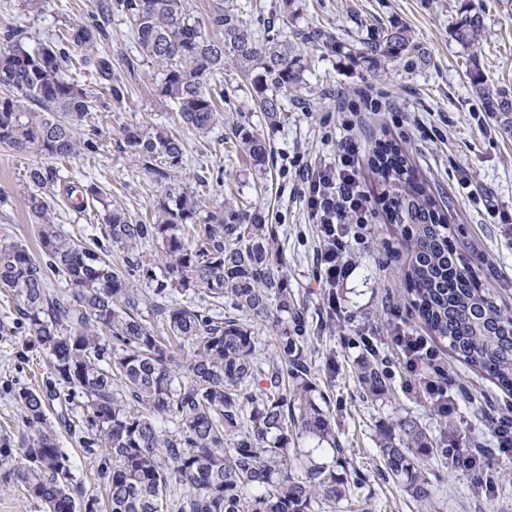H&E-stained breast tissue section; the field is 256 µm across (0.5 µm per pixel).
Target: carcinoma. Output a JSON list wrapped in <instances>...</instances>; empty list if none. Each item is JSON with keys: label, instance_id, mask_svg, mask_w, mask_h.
I'll return each instance as SVG.
<instances>
[{"label": "carcinoma", "instance_id": "obj_1", "mask_svg": "<svg viewBox=\"0 0 512 512\" xmlns=\"http://www.w3.org/2000/svg\"><path fill=\"white\" fill-rule=\"evenodd\" d=\"M130 19L140 53L161 66V94L177 105L182 123L208 132L220 114L209 88L231 60L249 80L255 101L271 119L303 84L296 44L261 41L236 9L212 4L207 25L190 17L186 0H115ZM455 36L467 50L485 38L481 17L462 18ZM107 33L73 24L63 43L29 47L9 29L0 51V145L35 150L30 211L41 219L40 255L11 243L0 247V292L15 301L19 323L46 355V388L12 389L21 406V459L0 468V485L14 486L44 512H101L74 472L46 408L60 392L57 423L84 456L98 459L110 512H319L348 499L360 470L342 462L336 420L321 402L307 350L302 312L288 288V264L273 248L278 231L247 206L208 208L180 187L175 174L184 148L165 127H127L118 149L164 185L140 219L110 208L88 185L85 195L104 208L108 239L127 250L125 264L107 249L83 246L61 233L50 213L60 181L53 161L99 153L96 129L81 135L90 97L68 76L70 49L93 51ZM375 67L428 59L403 28L367 46ZM487 111L512 128V99L474 79ZM238 147L258 171L267 143L237 127ZM371 170L378 199L400 232L410 305L431 337L448 342L455 357L512 392V314L483 287L464 256L449 243L448 214L419 183L397 144H376ZM158 247L160 270L140 250ZM64 291L50 293L52 281ZM152 290L146 294L137 283ZM229 303L236 314L217 309ZM278 333L264 362L253 323ZM358 379L367 395H388L387 376L369 349ZM385 473L400 480L421 505L434 492L425 458L432 438L403 418L380 432Z\"/></svg>", "mask_w": 512, "mask_h": 512}]
</instances>
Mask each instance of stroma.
<instances>
[{
    "instance_id": "stroma-1",
    "label": "stroma",
    "mask_w": 512,
    "mask_h": 512,
    "mask_svg": "<svg viewBox=\"0 0 512 512\" xmlns=\"http://www.w3.org/2000/svg\"><path fill=\"white\" fill-rule=\"evenodd\" d=\"M106 2L0 0V34L18 28L30 41L46 42L76 22L104 26L107 37L99 51L126 84L127 93L117 102L93 66H78L73 74L95 98L107 145L96 155L58 161L63 183L52 199L58 227L84 244L100 235L101 207L73 210L71 186L97 185L113 204L145 215L160 187L116 143L128 126L180 128L185 146L180 186L202 195L211 208L256 207L278 229L276 246L288 260V286L314 338L312 363L336 419L337 439L350 464L365 475L335 512H418L399 480L382 476L376 448L379 429L404 416L437 445L482 449L495 477L490 489L475 488L446 458L432 455L427 465L435 496L429 512H512V450L500 452L494 434L496 419L512 415V394L458 361L442 342L437 349L456 400L453 413L443 415L428 396L406 388L402 355L391 341L394 326L404 322L417 336L427 329L406 299L400 234L384 209H376L371 223L349 238L353 274L328 293L317 280L318 230L308 221L299 173L306 162L334 161L348 118L337 109L340 99L366 87L388 93L398 111L367 115L354 130L362 142L364 190L378 194L370 169L376 143L390 139L404 147L420 180L447 209L455 247L498 300L512 307V131H504L498 117L486 111L471 80L479 75L512 95V0H292L287 7L282 0H225L260 37L298 44L305 84L271 119L255 105L249 80L225 67L219 102L224 120L205 134L183 127L175 105L160 93L158 66L140 56L124 12L106 10ZM467 9L479 13L485 27L475 54L454 34ZM395 27L410 30L428 65L403 61L389 70L372 67L364 56L366 43ZM238 126L267 139L266 174L238 152L233 136ZM39 161L32 151L0 148V243H20L34 254L40 221L26 206L32 191L27 171ZM16 317L14 300L0 292V428L16 426L20 414L8 384L38 386L47 372L45 358ZM369 342L389 370L391 393L383 400L366 396L357 379Z\"/></svg>"
}]
</instances>
